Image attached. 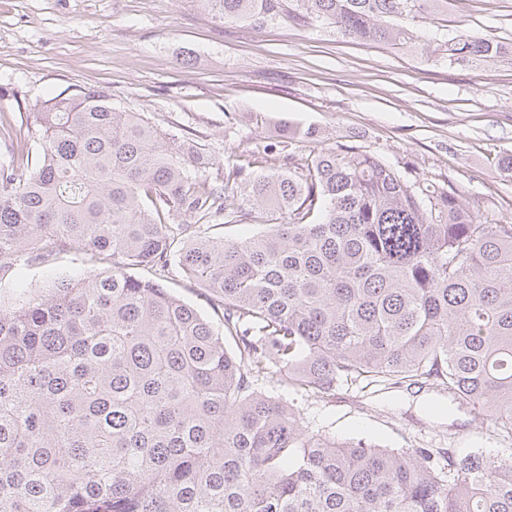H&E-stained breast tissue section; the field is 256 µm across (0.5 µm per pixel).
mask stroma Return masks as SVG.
I'll return each instance as SVG.
<instances>
[{
	"label": "stroma",
	"mask_w": 512,
	"mask_h": 512,
	"mask_svg": "<svg viewBox=\"0 0 512 512\" xmlns=\"http://www.w3.org/2000/svg\"><path fill=\"white\" fill-rule=\"evenodd\" d=\"M448 29L511 45L512 0H448ZM433 30L425 25L410 47L369 48L284 20L261 29L226 21L204 0H0V166L26 164L35 151L28 125L37 104L94 88L172 141L194 138L210 159L200 179L230 192L243 188L236 168L267 174L289 156L309 157L280 142L279 129L315 128L318 148L355 142L452 188L481 222L512 223V174L502 167L512 155V60L475 68L427 57ZM103 267L68 251L48 265L22 262L0 281V297ZM158 281L214 318L177 263ZM293 400L309 430L339 441L512 453L490 422L449 408L432 389L353 384L323 401Z\"/></svg>",
	"instance_id": "1"
}]
</instances>
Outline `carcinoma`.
<instances>
[{
  "mask_svg": "<svg viewBox=\"0 0 512 512\" xmlns=\"http://www.w3.org/2000/svg\"><path fill=\"white\" fill-rule=\"evenodd\" d=\"M363 46H407L448 0H207ZM479 66L505 45L441 32ZM33 162L0 168V281L61 248L109 266L0 303V512H512V456L339 442L260 381L324 397L346 383L448 394L512 440V224L336 143L244 178L265 230L199 236L189 216L250 213L98 89L32 113ZM176 258L215 326L139 268Z\"/></svg>",
  "mask_w": 512,
  "mask_h": 512,
  "instance_id": "obj_1",
  "label": "carcinoma"
}]
</instances>
